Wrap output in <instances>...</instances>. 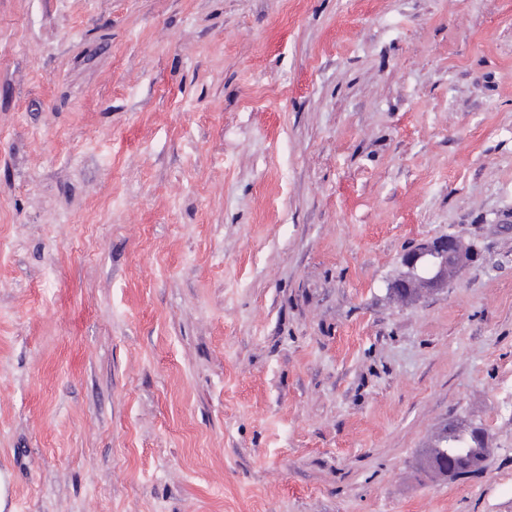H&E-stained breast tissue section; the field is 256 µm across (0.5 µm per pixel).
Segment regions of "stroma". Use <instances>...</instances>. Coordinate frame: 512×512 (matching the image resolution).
I'll return each instance as SVG.
<instances>
[{
  "instance_id": "obj_1",
  "label": "stroma",
  "mask_w": 512,
  "mask_h": 512,
  "mask_svg": "<svg viewBox=\"0 0 512 512\" xmlns=\"http://www.w3.org/2000/svg\"><path fill=\"white\" fill-rule=\"evenodd\" d=\"M463 417L480 475L421 470ZM1 466L0 512H512V0H0ZM462 258V254L448 256V258H443L442 256L438 265L444 268L436 273L435 277L428 282L419 281L415 274L408 267L404 266L401 261L403 269L387 283L386 292L388 298L402 304H413L428 295L442 291L443 288L448 287V276L449 274L452 275V270Z\"/></svg>"
}]
</instances>
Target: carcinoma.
<instances>
[{"label":"carcinoma","mask_w":512,"mask_h":512,"mask_svg":"<svg viewBox=\"0 0 512 512\" xmlns=\"http://www.w3.org/2000/svg\"><path fill=\"white\" fill-rule=\"evenodd\" d=\"M462 258L463 255L458 254L441 259L439 265L443 269L428 282L419 281L408 267H403L387 283L388 298L402 304H413L442 291L448 287V276ZM487 448L488 443L480 434V428L471 421L460 419L444 424L435 432L418 455V465L446 481L456 480L479 470Z\"/></svg>","instance_id":"cac0c4a2"}]
</instances>
